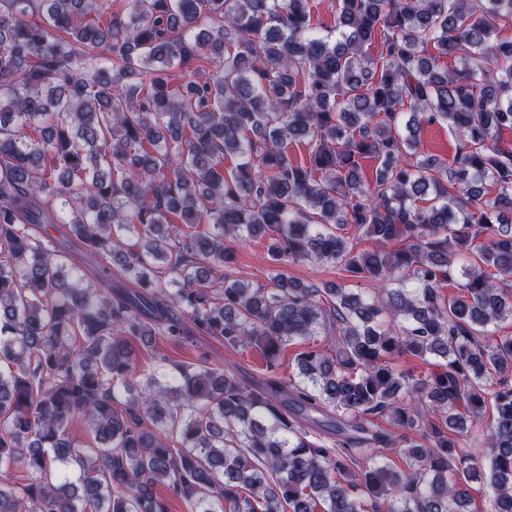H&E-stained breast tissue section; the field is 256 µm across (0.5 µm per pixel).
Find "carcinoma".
I'll list each match as a JSON object with an SVG mask.
<instances>
[{
    "instance_id": "carcinoma-1",
    "label": "carcinoma",
    "mask_w": 512,
    "mask_h": 512,
    "mask_svg": "<svg viewBox=\"0 0 512 512\" xmlns=\"http://www.w3.org/2000/svg\"><path fill=\"white\" fill-rule=\"evenodd\" d=\"M336 2L323 35L314 0H0V512H166L157 484L187 512H469L478 481L512 512V0ZM441 122L451 167L420 149ZM263 237L389 288L224 274ZM192 336L299 343L298 380L184 363L134 393L135 345Z\"/></svg>"
}]
</instances>
